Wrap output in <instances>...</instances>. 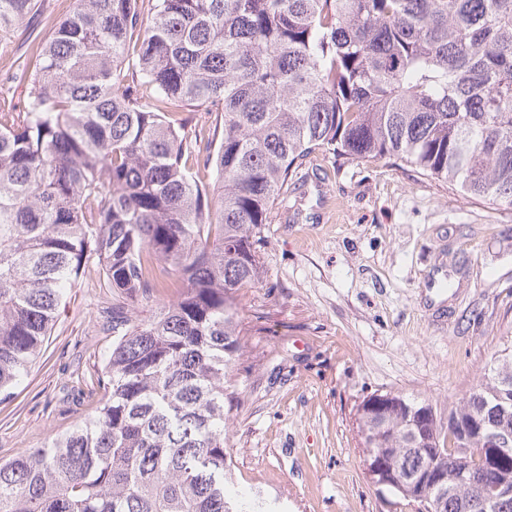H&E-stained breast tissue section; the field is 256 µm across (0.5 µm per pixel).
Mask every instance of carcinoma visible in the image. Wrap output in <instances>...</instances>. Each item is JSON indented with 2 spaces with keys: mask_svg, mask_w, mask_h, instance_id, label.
<instances>
[{
  "mask_svg": "<svg viewBox=\"0 0 512 512\" xmlns=\"http://www.w3.org/2000/svg\"><path fill=\"white\" fill-rule=\"evenodd\" d=\"M43 2L0 0V48L22 35L29 51L7 76L23 104L0 95V402L93 261L112 349L92 413L0 461V512H247L225 492L239 292L262 284L291 168L317 149L395 158L512 207V0H72L42 37L24 23ZM192 105L223 127L169 119ZM501 374L512 342L448 405L483 425L468 449L451 427L427 434L443 482L425 503L402 476L421 465L405 408L428 403L362 401L395 504L467 512L486 486L512 491Z\"/></svg>",
  "mask_w": 512,
  "mask_h": 512,
  "instance_id": "cac0c4a2",
  "label": "carcinoma"
}]
</instances>
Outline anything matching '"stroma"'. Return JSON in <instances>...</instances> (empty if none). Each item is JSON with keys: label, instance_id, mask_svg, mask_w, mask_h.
Here are the masks:
<instances>
[{"label": "stroma", "instance_id": "obj_1", "mask_svg": "<svg viewBox=\"0 0 512 512\" xmlns=\"http://www.w3.org/2000/svg\"><path fill=\"white\" fill-rule=\"evenodd\" d=\"M230 415V493L266 512H391L356 410L371 393L449 402L512 338V208L396 159L314 152L276 200ZM112 298L86 270L31 374L0 403V460L91 413Z\"/></svg>", "mask_w": 512, "mask_h": 512}]
</instances>
